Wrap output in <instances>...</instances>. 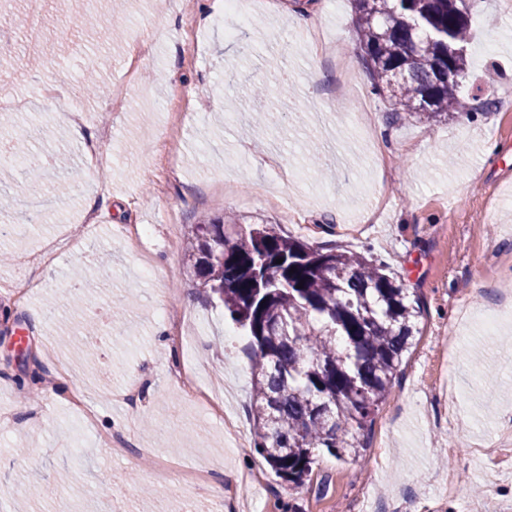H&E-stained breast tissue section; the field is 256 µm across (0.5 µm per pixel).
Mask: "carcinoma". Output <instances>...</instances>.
<instances>
[{"instance_id":"obj_1","label":"carcinoma","mask_w":512,"mask_h":512,"mask_svg":"<svg viewBox=\"0 0 512 512\" xmlns=\"http://www.w3.org/2000/svg\"><path fill=\"white\" fill-rule=\"evenodd\" d=\"M351 0L357 42L378 95L422 122L473 110L461 96L471 0ZM23 175L42 188L26 144ZM199 286L248 329L256 451L302 486L321 453L366 448L376 408L412 347L420 300L370 255L314 248L268 224L210 218L190 229ZM282 263H276V260Z\"/></svg>"}]
</instances>
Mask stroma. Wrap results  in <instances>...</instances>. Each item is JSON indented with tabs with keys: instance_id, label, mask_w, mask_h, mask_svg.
Segmentation results:
<instances>
[{
	"instance_id": "35a3bbf8",
	"label": "stroma",
	"mask_w": 512,
	"mask_h": 512,
	"mask_svg": "<svg viewBox=\"0 0 512 512\" xmlns=\"http://www.w3.org/2000/svg\"><path fill=\"white\" fill-rule=\"evenodd\" d=\"M97 34L77 35L43 0L30 41L0 49V142L44 125L36 152L49 185L30 194L0 167V512H173L177 481L155 462L204 470L193 512H512V110L427 124L372 90L349 0H245L236 37L217 0H71ZM354 69L343 96L336 50ZM464 88L478 103L512 90V0H475ZM292 85L282 95L269 69ZM82 113L83 138L70 112ZM65 152L67 168L52 158ZM42 214L23 237L27 209ZM230 215L316 247L373 255L423 307L391 397L358 455H321L302 487L255 450L251 338L195 286L189 225ZM153 229L147 251L129 232ZM39 320H32V312ZM193 312L192 350L168 346ZM224 379V406L246 447L184 397L169 372L185 359ZM135 385L132 402L115 392ZM80 389L84 407L69 394ZM34 396L38 417L21 397ZM125 426L129 446L99 447ZM152 448L155 458H138ZM261 482L243 488L241 473ZM452 472L443 497L437 475Z\"/></svg>"
}]
</instances>
